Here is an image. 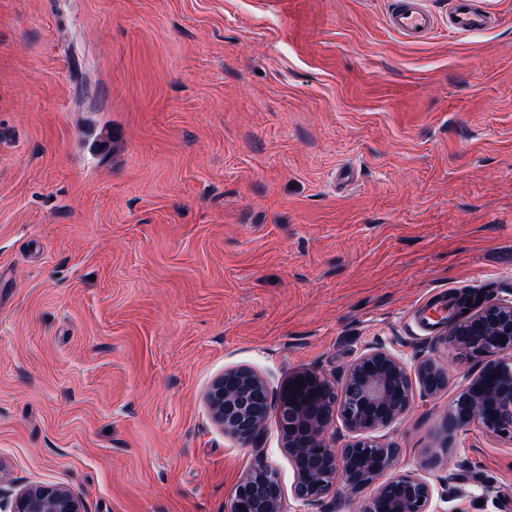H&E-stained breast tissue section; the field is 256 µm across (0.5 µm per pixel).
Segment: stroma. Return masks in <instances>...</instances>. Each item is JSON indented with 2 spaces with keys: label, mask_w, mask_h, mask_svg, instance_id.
I'll return each mask as SVG.
<instances>
[{
  "label": "stroma",
  "mask_w": 512,
  "mask_h": 512,
  "mask_svg": "<svg viewBox=\"0 0 512 512\" xmlns=\"http://www.w3.org/2000/svg\"><path fill=\"white\" fill-rule=\"evenodd\" d=\"M408 43L387 0H0V491L227 512L256 461L229 368L340 381L383 343L448 373L375 437L440 512H512V443L447 435L467 385L430 306L512 298V0ZM356 181L338 191L337 169ZM465 463L488 486L448 498Z\"/></svg>",
  "instance_id": "obj_1"
}]
</instances>
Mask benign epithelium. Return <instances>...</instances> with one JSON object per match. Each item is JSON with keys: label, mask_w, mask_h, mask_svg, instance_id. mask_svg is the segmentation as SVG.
Wrapping results in <instances>:
<instances>
[{"label": "benign epithelium", "mask_w": 512, "mask_h": 512, "mask_svg": "<svg viewBox=\"0 0 512 512\" xmlns=\"http://www.w3.org/2000/svg\"><path fill=\"white\" fill-rule=\"evenodd\" d=\"M446 343L455 360H479L477 368L467 371L466 388L452 401L447 432L476 424L512 443V299H492L472 307L464 300L454 303ZM298 377L303 378L299 385ZM445 384L446 371L435 360L419 356L411 372L403 357L377 346L351 362L339 385L317 370L299 368L288 374L275 395L256 372L230 368L213 381L206 403L224 433L245 447L255 444L270 415H275L294 469L292 494L304 507L321 505L342 492L369 489L364 512H438L428 477L430 464L391 474L399 449L370 433L405 415L414 387L423 395H433ZM338 422L349 434L340 448L328 438ZM446 481L448 490L459 496L465 484L484 485L480 475L461 466L448 471ZM10 512L81 509L68 488L39 485L20 491ZM229 512H284L276 471L256 462L238 481Z\"/></svg>", "instance_id": "7a95c632"}]
</instances>
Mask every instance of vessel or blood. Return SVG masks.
<instances>
[{
	"instance_id": "b4317fda",
	"label": "vessel or blood",
	"mask_w": 512,
	"mask_h": 512,
	"mask_svg": "<svg viewBox=\"0 0 512 512\" xmlns=\"http://www.w3.org/2000/svg\"><path fill=\"white\" fill-rule=\"evenodd\" d=\"M384 23L405 41L420 42L444 26L459 35L484 33L496 27L498 17L483 0H449L444 16L429 0H390Z\"/></svg>"
}]
</instances>
